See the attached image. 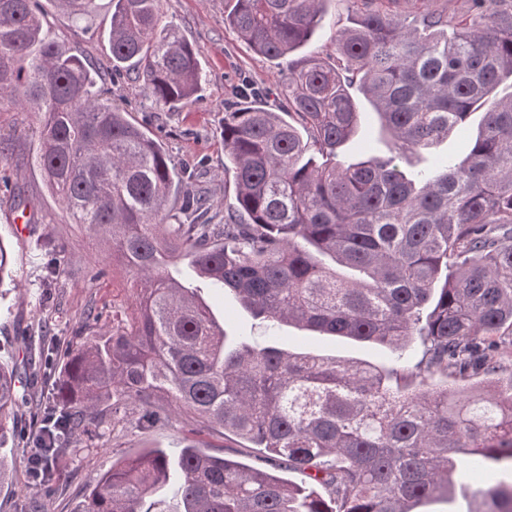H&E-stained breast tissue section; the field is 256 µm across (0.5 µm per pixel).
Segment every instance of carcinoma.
Masks as SVG:
<instances>
[{
	"mask_svg": "<svg viewBox=\"0 0 512 512\" xmlns=\"http://www.w3.org/2000/svg\"><path fill=\"white\" fill-rule=\"evenodd\" d=\"M80 24L95 0H49ZM330 0H234L224 26L253 52L286 59ZM352 26L333 54L287 62L285 115L249 99L224 112V223L183 187L162 144L106 97V79L50 38L38 0H0V110L37 112L35 164L52 197L131 275L132 316L79 336L55 383L43 456L70 435L102 436L186 416L231 434L262 462L187 446L117 460L81 512H414L429 499L480 500L512 512V479L472 488L475 472L512 475V376L490 338L512 333V0H346ZM112 65L146 97L175 106L201 89L198 49L164 19L161 0H112ZM358 88L389 155L344 163L362 125ZM481 113L461 160L410 178L401 163ZM329 256L335 268L324 266ZM183 257L214 288L267 323L263 345L229 340L196 289L175 283ZM292 325L387 346L394 361L278 347ZM422 358L412 363L415 342ZM454 374L455 387L431 382ZM15 378L0 365V444L11 431Z\"/></svg>",
	"mask_w": 512,
	"mask_h": 512,
	"instance_id": "cac0c4a2",
	"label": "carcinoma"
}]
</instances>
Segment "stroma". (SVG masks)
I'll return each mask as SVG.
<instances>
[{
	"label": "stroma",
	"instance_id": "stroma-1",
	"mask_svg": "<svg viewBox=\"0 0 512 512\" xmlns=\"http://www.w3.org/2000/svg\"><path fill=\"white\" fill-rule=\"evenodd\" d=\"M96 4L94 17L83 29L63 13L51 11L52 37L81 53L93 69L108 73L113 101L163 143L180 176L207 191L214 212H223L234 196L233 182L224 172V110L237 104L240 88L249 83L263 91L270 111H281L285 61L252 52L225 28L224 12L231 0H162L166 20L198 46L203 81L201 91L183 104L159 106L126 71H113L107 38L112 3L96 0ZM326 9L307 51L334 52L336 31L350 24L346 0H330ZM38 120L34 112H0V245L7 254L6 268L0 272V363L8 364L16 376L18 400L14 432L0 444V459L7 466V478L0 484V512H77L114 460L147 448L174 455L186 445L205 444L213 453L257 463L259 449L241 447L237 438L218 432H189L182 417L147 430L126 424L99 440L71 439L67 452L57 460L58 488L32 497L34 480L27 459L33 450L31 436L42 425L33 415L34 406L54 402L53 385L63 367L61 351L79 335L88 312L99 315L94 330L107 332L113 314L134 310L132 279L113 257L111 243L92 235L84 225L71 223L34 166L37 142L31 130ZM387 153V141L371 113L361 133L342 148L349 161ZM21 212L28 216L26 223L7 222V215ZM200 295L228 333L244 330L255 342H265L264 325L241 307L232 292L204 288ZM278 334L282 348L294 352L358 357L378 364L393 357L386 347L362 346L293 327H280ZM37 343L43 344L47 363L41 384L32 387L28 366L31 347Z\"/></svg>",
	"mask_w": 512,
	"mask_h": 512
}]
</instances>
